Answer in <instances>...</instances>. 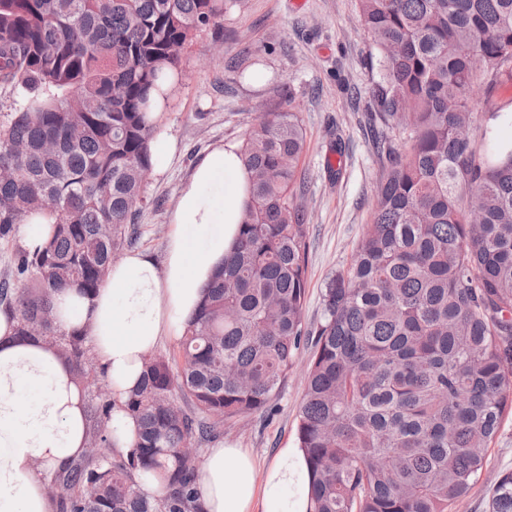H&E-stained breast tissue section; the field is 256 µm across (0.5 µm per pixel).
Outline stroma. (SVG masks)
<instances>
[{
	"mask_svg": "<svg viewBox=\"0 0 512 512\" xmlns=\"http://www.w3.org/2000/svg\"><path fill=\"white\" fill-rule=\"evenodd\" d=\"M263 66L262 83L248 81ZM170 107L159 126L176 141L168 169L151 174L146 203L137 215L135 248L163 260L178 186L213 145L241 143L246 131L271 110L296 112L306 140L299 169L305 176L310 253L304 322L316 329L329 281L353 261L370 222L382 169L365 130L373 86L382 78L358 0H246L229 9L222 28L200 33L187 49ZM473 139H480L489 113L497 135L512 138V84L493 91L475 88ZM346 152L342 172L332 177L326 162L337 140ZM308 350H300L273 416L228 421L220 439L249 449L259 463L280 448L297 447L296 417L304 395ZM512 471V415L504 418L487 451V463L454 512H485L487 492Z\"/></svg>",
	"mask_w": 512,
	"mask_h": 512,
	"instance_id": "35a3bbf8",
	"label": "stroma"
}]
</instances>
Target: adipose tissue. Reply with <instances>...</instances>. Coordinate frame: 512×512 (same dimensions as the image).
<instances>
[{
  "mask_svg": "<svg viewBox=\"0 0 512 512\" xmlns=\"http://www.w3.org/2000/svg\"><path fill=\"white\" fill-rule=\"evenodd\" d=\"M249 201V173L237 147L218 144L180 184L164 261L129 251L115 261L90 298L70 288L56 297L62 329L91 341L112 389V443L130 450L138 423L122 403L135 389L146 356L181 336L225 256L234 248ZM12 321L0 312V512H52L43 468L79 456L86 440L84 401L73 377L42 345L6 342ZM308 464L301 449L283 448L257 469L249 449L222 443L207 449L200 469L206 512H307Z\"/></svg>",
  "mask_w": 512,
  "mask_h": 512,
  "instance_id": "adipose-tissue-1",
  "label": "adipose tissue"
}]
</instances>
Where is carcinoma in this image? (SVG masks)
<instances>
[{
	"mask_svg": "<svg viewBox=\"0 0 512 512\" xmlns=\"http://www.w3.org/2000/svg\"><path fill=\"white\" fill-rule=\"evenodd\" d=\"M243 0H0V83L19 100L0 124V239L31 212L56 217L42 249L0 282L11 338L51 345L107 451L46 471L56 512H204L202 444L224 422L275 412L310 350L297 439L309 512H453L512 413V141L476 146L471 92L512 78V0H359L383 67L372 145L384 174L348 270L303 322L310 240L296 113L266 112L240 157L250 201L237 242L179 338L150 355L124 402L139 432L112 445L114 400L88 336L44 325L54 295L91 296L135 241L154 131L153 91ZM192 407L184 408L179 399ZM162 485L145 495L138 475ZM487 512H512V472Z\"/></svg>",
	"mask_w": 512,
	"mask_h": 512,
	"instance_id": "carcinoma-1",
	"label": "carcinoma"
}]
</instances>
